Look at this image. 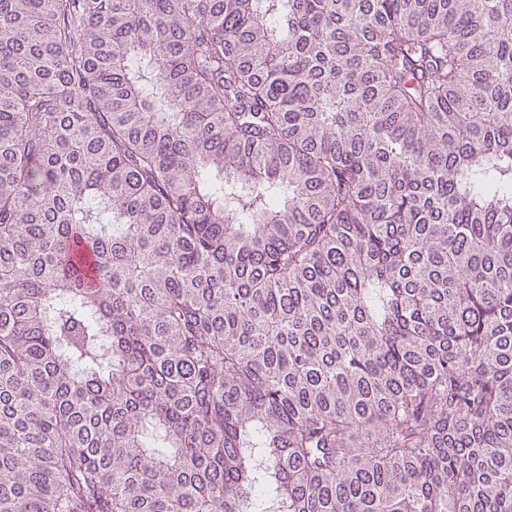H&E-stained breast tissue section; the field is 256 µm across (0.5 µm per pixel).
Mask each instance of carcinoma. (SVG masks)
<instances>
[{"instance_id":"cac0c4a2","label":"carcinoma","mask_w":512,"mask_h":512,"mask_svg":"<svg viewBox=\"0 0 512 512\" xmlns=\"http://www.w3.org/2000/svg\"><path fill=\"white\" fill-rule=\"evenodd\" d=\"M0 512H512V0H0Z\"/></svg>"}]
</instances>
